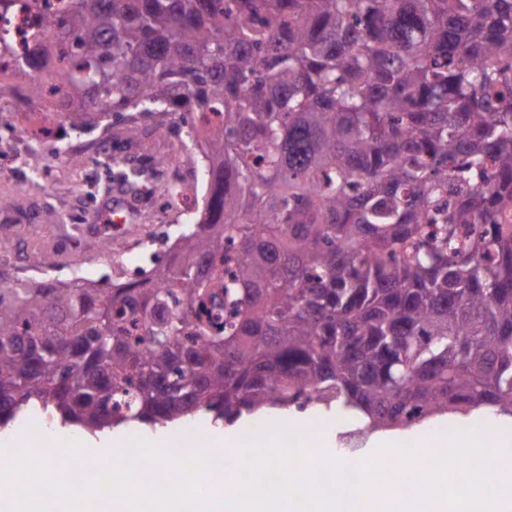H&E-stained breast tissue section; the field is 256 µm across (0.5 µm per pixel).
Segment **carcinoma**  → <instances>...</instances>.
Listing matches in <instances>:
<instances>
[{
    "label": "carcinoma",
    "mask_w": 512,
    "mask_h": 512,
    "mask_svg": "<svg viewBox=\"0 0 512 512\" xmlns=\"http://www.w3.org/2000/svg\"><path fill=\"white\" fill-rule=\"evenodd\" d=\"M26 66L66 124L186 112L208 183L112 288L0 286V428L322 406L512 417V0H69Z\"/></svg>",
    "instance_id": "cac0c4a2"
}]
</instances>
